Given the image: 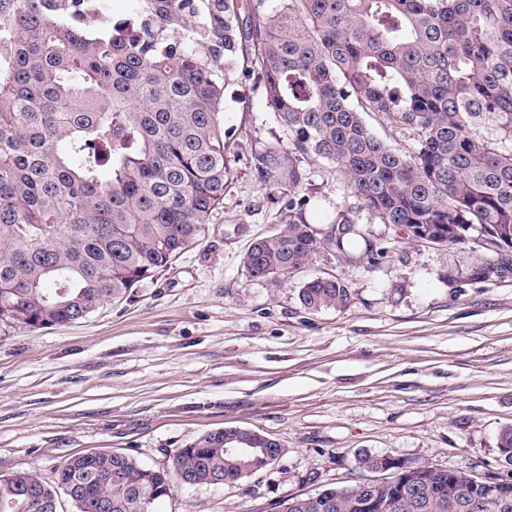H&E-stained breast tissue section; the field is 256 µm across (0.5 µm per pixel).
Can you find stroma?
Wrapping results in <instances>:
<instances>
[{
    "label": "stroma",
    "instance_id": "35a3bbf8",
    "mask_svg": "<svg viewBox=\"0 0 512 512\" xmlns=\"http://www.w3.org/2000/svg\"><path fill=\"white\" fill-rule=\"evenodd\" d=\"M224 124V204L201 244L85 320L0 334V474L48 481L87 451L168 469L203 434L238 428L277 440L281 458L232 485H173L156 512H276L355 484L365 453L512 478L498 448L512 427V278L449 283V267L484 258L477 241L417 243L368 219L331 163L297 162L258 79L230 77ZM267 152L301 165L308 222L354 212L384 248L374 263L359 243L303 269L346 282V307L306 311L300 278L246 273L249 244L288 214L287 186L255 168Z\"/></svg>",
    "mask_w": 512,
    "mask_h": 512
}]
</instances>
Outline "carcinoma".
I'll return each mask as SVG.
<instances>
[{
    "label": "carcinoma",
    "mask_w": 512,
    "mask_h": 512,
    "mask_svg": "<svg viewBox=\"0 0 512 512\" xmlns=\"http://www.w3.org/2000/svg\"><path fill=\"white\" fill-rule=\"evenodd\" d=\"M78 0H0V332L64 326L123 299L209 231L224 204V83L239 61L257 75L291 152L334 164L358 209L438 246L477 232L490 257L467 269L512 275V0H134L100 27L72 22ZM374 114L415 131L411 151L369 128ZM281 162L257 158L282 184ZM300 168L288 169V220L243 259L253 279L282 283L321 253L364 238L336 210L302 217ZM309 312L344 308L348 285L300 283ZM253 457L208 432L156 469L123 455L76 454L45 481L47 496L102 475L108 512H140L187 477L207 485L252 475ZM457 471L443 494L391 512H455ZM353 488L323 487L278 512H380ZM0 512H48L0 480Z\"/></svg>",
    "instance_id": "carcinoma-1"
}]
</instances>
